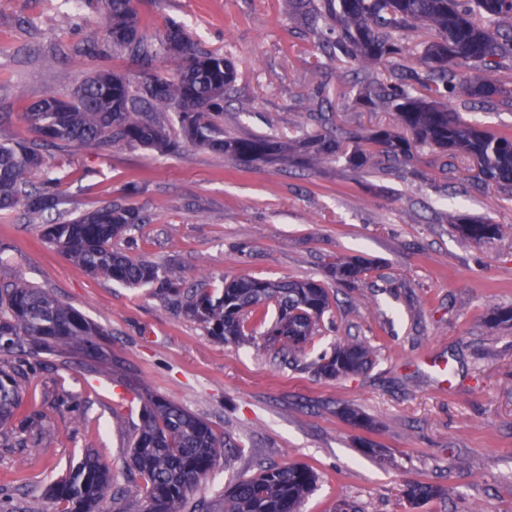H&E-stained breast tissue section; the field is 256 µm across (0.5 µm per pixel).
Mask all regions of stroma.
<instances>
[{
  "label": "stroma",
  "mask_w": 512,
  "mask_h": 512,
  "mask_svg": "<svg viewBox=\"0 0 512 512\" xmlns=\"http://www.w3.org/2000/svg\"><path fill=\"white\" fill-rule=\"evenodd\" d=\"M142 32L155 40L179 23L208 51L224 54L236 81L224 107L228 136L294 140L319 132L345 151L395 112L359 98L355 63L329 57L319 30L292 0H139ZM94 26L69 0H0V142H38L23 118L46 90L70 95L105 66L138 84L145 71L172 78L178 64L151 65L124 51L77 54ZM463 122L512 132V108L452 102ZM343 155L316 167L235 163L187 145L163 155L121 143L43 148L46 169L65 174L71 215L107 203L139 208L145 224L113 248L167 266L187 284L220 286L246 276L311 279L330 309L296 360L276 349L227 344L148 288L88 275L41 238L43 217L0 214V281L22 280L81 311L104 332L103 358L76 353L0 357L24 387L18 418L41 423L40 454L26 455L25 432L0 433V499L15 512H56L46 486L93 448L122 496L103 512H142L141 480L129 459L141 404L156 394L238 443L217 460L197 499L220 504L225 486L269 465L304 464L318 475L299 512H512V189L481 184L464 155L425 146L409 160L354 171ZM498 224L475 242L455 216ZM368 260L361 280L329 277L336 260ZM339 341L371 347L373 366L338 380L313 362ZM350 405L371 429L344 422ZM375 451H368V444ZM426 481L443 497L419 504L409 484Z\"/></svg>",
  "instance_id": "stroma-1"
}]
</instances>
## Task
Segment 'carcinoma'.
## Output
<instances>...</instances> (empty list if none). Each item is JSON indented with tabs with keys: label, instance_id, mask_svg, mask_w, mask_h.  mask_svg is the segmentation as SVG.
Masks as SVG:
<instances>
[{
	"label": "carcinoma",
	"instance_id": "cac0c4a2",
	"mask_svg": "<svg viewBox=\"0 0 512 512\" xmlns=\"http://www.w3.org/2000/svg\"><path fill=\"white\" fill-rule=\"evenodd\" d=\"M99 19L97 34L108 46L130 52L150 64L152 45L141 32L134 0H80ZM298 8L324 21L334 35L333 48L363 68L393 65L388 81L367 79L360 87L369 105L396 112L411 137L380 129L365 142L384 161L406 159L412 147L436 146L449 155L465 154L478 162L485 182L512 187V134L493 133L452 116L443 99L461 89L473 100L512 105V87L491 76L500 60L512 57V0H301ZM426 29L433 39L423 47L402 42L400 35ZM180 63L174 78L147 72L136 86L108 70L87 74L74 94L48 93L24 112L42 144L0 143V212H60L68 204L60 191L64 175L43 169L41 146L60 142L74 147L123 142L162 154L182 144L210 149L240 164L276 162L287 156L300 164L333 160L335 138L306 134L291 146L274 137L224 135V98L236 80L224 55L200 48L184 28L174 24L159 42ZM418 58L420 69L405 71L398 62ZM39 182H34L35 176ZM145 223L141 210L108 203L42 229V238L94 277L128 288H150L181 305L183 315L208 335L226 343L278 346L286 359L308 343L330 308L327 289L313 280H262L233 277L220 287H189L163 265L133 258L112 248V241ZM457 230L476 242L491 239L499 225L459 218ZM366 267L355 258L338 260L330 276L354 284ZM102 331L76 308L23 281L0 285V354L29 350L102 357ZM372 365V351L359 342L335 343L314 362L321 378L337 380ZM22 403L21 379L0 367V426L12 422ZM29 453L41 451L39 424L23 420ZM238 445L219 440L211 426L183 406L160 396L144 402L131 461L144 482L145 512H201L190 504L201 480L219 456ZM313 468L269 466L224 489V512H298L315 488ZM114 486L112 473L91 449L46 495L62 504L60 512H101ZM444 490L426 482L410 485L414 503L440 497Z\"/></svg>",
	"mask_w": 512,
	"mask_h": 512
}]
</instances>
